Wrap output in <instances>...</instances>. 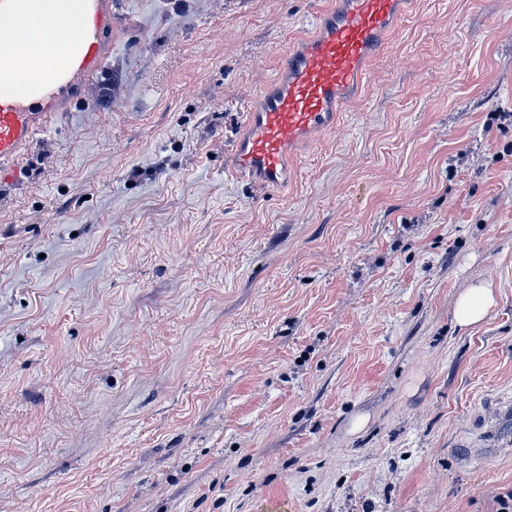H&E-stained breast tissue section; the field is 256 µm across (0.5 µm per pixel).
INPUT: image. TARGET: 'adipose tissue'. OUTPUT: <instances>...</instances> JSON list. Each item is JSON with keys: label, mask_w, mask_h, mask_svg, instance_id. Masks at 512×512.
Instances as JSON below:
<instances>
[{"label": "adipose tissue", "mask_w": 512, "mask_h": 512, "mask_svg": "<svg viewBox=\"0 0 512 512\" xmlns=\"http://www.w3.org/2000/svg\"><path fill=\"white\" fill-rule=\"evenodd\" d=\"M86 7L85 0H0V10L15 16L0 25L1 94L15 98L34 87L56 88L79 54L75 31ZM497 304L493 282L475 283L458 295L454 323L463 330L477 327Z\"/></svg>", "instance_id": "obj_1"}]
</instances>
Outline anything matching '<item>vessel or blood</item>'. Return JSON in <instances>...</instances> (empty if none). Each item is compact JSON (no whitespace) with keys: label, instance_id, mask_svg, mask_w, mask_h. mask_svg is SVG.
Listing matches in <instances>:
<instances>
[{"label":"vessel or blood","instance_id":"b4317fda","mask_svg":"<svg viewBox=\"0 0 512 512\" xmlns=\"http://www.w3.org/2000/svg\"><path fill=\"white\" fill-rule=\"evenodd\" d=\"M413 6L414 0H334L320 12L315 33L289 46L277 76L246 109L229 171L260 192L284 188L296 147L335 129L343 108L359 96L370 65ZM79 26L81 52L61 84L82 99L107 71L112 0H91ZM66 108V100L45 94L0 100V181L13 176L22 150Z\"/></svg>","mask_w":512,"mask_h":512}]
</instances>
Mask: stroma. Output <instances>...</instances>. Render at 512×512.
<instances>
[{"label":"stroma","mask_w":512,"mask_h":512,"mask_svg":"<svg viewBox=\"0 0 512 512\" xmlns=\"http://www.w3.org/2000/svg\"><path fill=\"white\" fill-rule=\"evenodd\" d=\"M327 2L114 0L108 77L0 186V512L512 494V0H415L256 195L245 107ZM498 304V292L494 283L482 281L465 288L457 297L454 323L459 329L481 325Z\"/></svg>","instance_id":"stroma-1"}]
</instances>
